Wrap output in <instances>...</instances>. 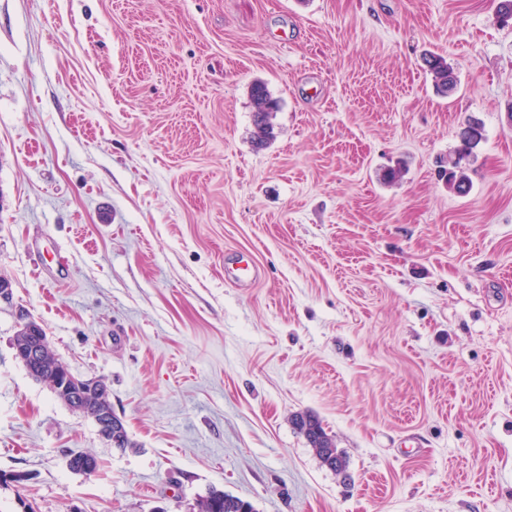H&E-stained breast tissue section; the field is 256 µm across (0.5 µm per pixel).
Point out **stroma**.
I'll return each instance as SVG.
<instances>
[{
	"label": "stroma",
	"mask_w": 512,
	"mask_h": 512,
	"mask_svg": "<svg viewBox=\"0 0 512 512\" xmlns=\"http://www.w3.org/2000/svg\"><path fill=\"white\" fill-rule=\"evenodd\" d=\"M497 3L0 0V512H193L212 489L256 512H512ZM257 79L280 103L263 148ZM469 116L485 139L460 196L436 161ZM240 252L249 288L224 281ZM25 316L106 381L132 447L14 360ZM425 60L439 92L448 95L457 89V76L453 66L448 63L445 57L438 54H430ZM246 265V269L242 268ZM248 270V276H242L241 271ZM260 267L251 255H238L224 270V276L227 282H234L243 287L253 285L260 277ZM296 429L306 438L320 462L336 473L346 469V459L336 448L335 440L328 435L320 421L311 415H296Z\"/></svg>",
	"instance_id": "obj_1"
}]
</instances>
